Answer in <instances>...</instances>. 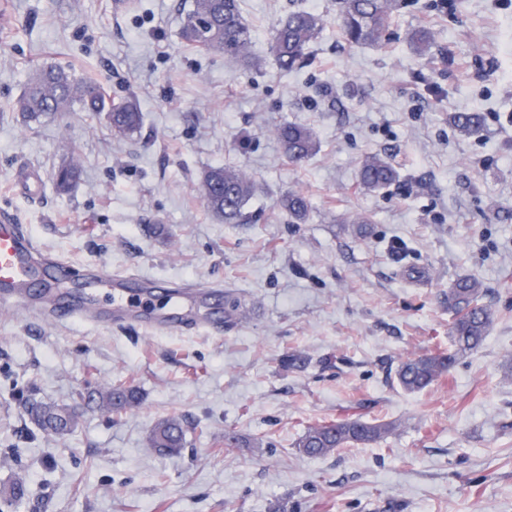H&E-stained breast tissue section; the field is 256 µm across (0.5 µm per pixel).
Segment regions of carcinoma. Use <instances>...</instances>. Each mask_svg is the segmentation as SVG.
I'll return each mask as SVG.
<instances>
[{"instance_id":"obj_1","label":"carcinoma","mask_w":512,"mask_h":512,"mask_svg":"<svg viewBox=\"0 0 512 512\" xmlns=\"http://www.w3.org/2000/svg\"><path fill=\"white\" fill-rule=\"evenodd\" d=\"M340 29L350 45L378 41L387 32L391 16L402 6L401 0H339ZM322 20L305 10H291L280 19L272 32V64L281 73L303 67L317 38ZM186 46L217 52L235 60L249 59L252 30L246 23L238 0H192L180 28ZM409 41L420 53L431 49L432 33L418 27L409 33ZM83 111L105 115L112 133L130 137L140 132L142 112L134 98L114 102L100 83L78 78L60 67L43 64L30 75L22 94L14 102V110L28 120L48 113L69 112L74 105ZM448 120L463 137L478 133L483 124L479 112H454ZM278 140L288 161L300 164L316 150L312 130L300 124L285 123L277 130ZM80 168L74 163L61 166L55 174V187L65 193L77 181ZM360 184L370 190L390 185L396 179L393 166L382 156L368 154L359 165ZM202 200L212 213L226 224L247 220L244 206L253 193L251 179L241 170L216 166L207 169L200 180ZM281 209L294 219L302 220L309 211V200L300 192H289L279 201ZM483 283L463 276L448 292V309L454 313L450 335L452 353H430L404 359L397 370L403 390L414 393L439 379L455 364L457 356L478 349L484 342L494 318V310L481 303ZM100 406L109 412L127 409L138 402L135 389L124 385H108L97 392ZM31 416L41 430L63 436L73 432L78 416L66 405L31 403ZM384 423L341 420L310 426L301 436L298 448L309 458H319L349 445H371L389 432ZM184 428L179 418L158 420L151 430L149 446L164 454H177L183 448Z\"/></svg>"}]
</instances>
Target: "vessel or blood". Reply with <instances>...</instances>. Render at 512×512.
Wrapping results in <instances>:
<instances>
[{"label": "vessel or blood", "mask_w": 512, "mask_h": 512, "mask_svg": "<svg viewBox=\"0 0 512 512\" xmlns=\"http://www.w3.org/2000/svg\"><path fill=\"white\" fill-rule=\"evenodd\" d=\"M106 289L112 299L115 320H148L150 327L175 331L203 329L219 334L222 323L196 321L190 303L192 288H168L160 281H145L135 275L104 266L75 272L67 262L41 252L34 238L18 223L14 213H0V306L20 307L32 314H47L59 324L89 320L90 289ZM166 293L173 311L153 316L159 293Z\"/></svg>", "instance_id": "1"}]
</instances>
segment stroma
Here are the masks:
<instances>
[{
  "label": "stroma",
  "instance_id": "obj_1",
  "mask_svg": "<svg viewBox=\"0 0 512 512\" xmlns=\"http://www.w3.org/2000/svg\"><path fill=\"white\" fill-rule=\"evenodd\" d=\"M0 0V210L39 247L78 268L221 285L235 311L223 334L135 325H50L0 309V496L14 512H512V0H405L378 42L351 46L336 0H241L257 63L186 50L192 0ZM321 16L304 67L281 74L270 30L288 11ZM434 33L430 55L407 33ZM54 63L143 112L131 139L79 110L25 122L12 105L32 68ZM453 112H479L459 136ZM283 123L318 150L287 162ZM397 172L378 191L358 162ZM81 177L58 194L61 164ZM245 171V224L210 213L204 170ZM39 169L36 197L15 191ZM300 190L312 210L279 208ZM163 224L158 239L146 225ZM469 275L495 311L484 344L422 391L397 381L402 360L451 352L448 291ZM300 353L301 370L282 366ZM135 388L115 417L89 396ZM78 407L77 430L50 436L33 401ZM182 420L185 445H148L155 422ZM358 418L394 423L375 445L302 455L306 427ZM232 431L242 447L225 451ZM393 166L377 154L365 155L359 165L360 184L367 189L377 190L390 185L396 179Z\"/></svg>",
  "mask_w": 512,
  "mask_h": 512
}]
</instances>
